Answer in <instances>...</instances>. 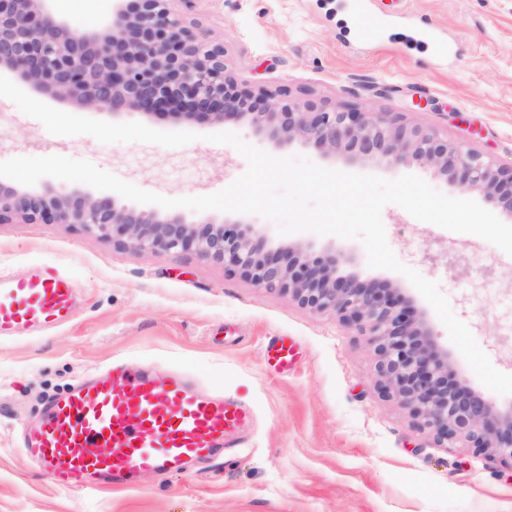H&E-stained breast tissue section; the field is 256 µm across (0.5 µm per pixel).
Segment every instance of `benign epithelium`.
<instances>
[{
  "label": "benign epithelium",
  "mask_w": 512,
  "mask_h": 512,
  "mask_svg": "<svg viewBox=\"0 0 512 512\" xmlns=\"http://www.w3.org/2000/svg\"><path fill=\"white\" fill-rule=\"evenodd\" d=\"M116 0L102 32L57 18L50 0H0V69L31 89L88 112H138L187 120L245 122L279 144L298 141L325 156L337 152L399 166L431 167L463 191L478 190L512 217V167L454 147L436 133L388 112L301 111L270 95L256 97L224 75V47L186 24L177 2ZM70 224L143 255L192 252L222 262L254 286L332 312L369 337L378 357V388L409 408L439 445L466 442L489 459L512 464V404L502 409L448 370L424 312L386 281L343 273L344 253L292 245L270 247L257 225L202 224L183 213L144 211L112 196L80 190H25L0 182V223Z\"/></svg>",
  "instance_id": "obj_1"
}]
</instances>
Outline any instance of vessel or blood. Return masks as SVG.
Returning <instances> with one entry per match:
<instances>
[{"instance_id":"vessel-or-blood-1","label":"vessel or blood","mask_w":512,"mask_h":512,"mask_svg":"<svg viewBox=\"0 0 512 512\" xmlns=\"http://www.w3.org/2000/svg\"><path fill=\"white\" fill-rule=\"evenodd\" d=\"M72 278L48 266L0 275V338L69 323ZM253 418L223 395L199 392L180 371L133 372L113 363L49 398L40 421L22 430L26 453L59 488H127L138 474L166 476L232 447Z\"/></svg>"}]
</instances>
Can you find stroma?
<instances>
[{"mask_svg": "<svg viewBox=\"0 0 512 512\" xmlns=\"http://www.w3.org/2000/svg\"><path fill=\"white\" fill-rule=\"evenodd\" d=\"M350 4L193 0L183 16L223 44L226 74L253 95L388 112L511 166L512 0H367L366 9L387 22L367 40L355 35ZM125 119L199 139L168 148L55 136L0 97V161L61 155L166 197L206 195L247 167L232 147L207 141L224 129L277 157L301 154L325 168L386 179L415 174L447 196L464 195L413 162L326 157L298 142L276 144L241 122ZM382 221L398 259L439 283L494 367L512 374V349L500 344L512 337V256L394 204ZM258 224L275 246L301 243L314 253L337 246L360 280L392 282L417 308L427 306L405 276L369 268L359 241L281 235L267 219ZM435 241L458 247L464 268L430 262ZM35 265L70 275L79 304L54 331L0 340V512H512V470L459 444L438 446L418 430L407 408L379 392L366 337L334 313L313 312L191 253L145 256L68 224H0V274ZM429 321L468 385L511 404L484 389L437 316ZM275 340L292 348L291 366L276 364ZM117 359L183 370L202 390L249 407L250 430L238 447L187 473L145 474L128 489L57 488L20 448V428L48 397Z\"/></svg>", "mask_w": 512, "mask_h": 512, "instance_id": "obj_1", "label": "stroma"}]
</instances>
